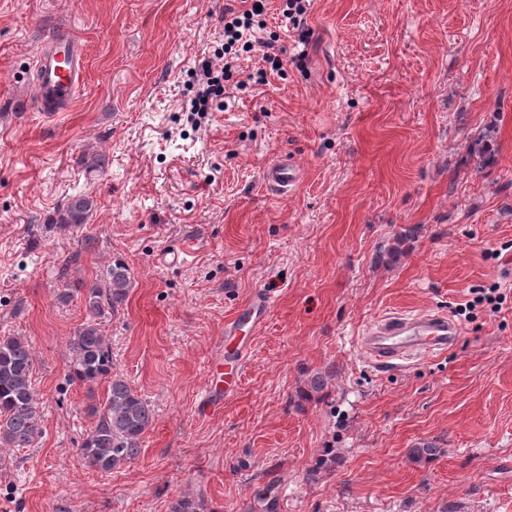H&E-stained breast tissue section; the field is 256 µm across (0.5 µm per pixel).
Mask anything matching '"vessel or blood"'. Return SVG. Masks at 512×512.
I'll return each mask as SVG.
<instances>
[{"label": "vessel or blood", "instance_id": "vessel-or-blood-1", "mask_svg": "<svg viewBox=\"0 0 512 512\" xmlns=\"http://www.w3.org/2000/svg\"><path fill=\"white\" fill-rule=\"evenodd\" d=\"M38 75L37 98L42 105L60 107L70 103L85 77V62L80 42L67 30H57L38 49L35 56ZM302 177L299 159L284 154L263 172L266 186L281 192L293 190ZM270 308L267 294H255L240 310L236 320L224 327L225 344L239 354L248 348L240 338L241 325L260 326ZM461 334L460 325L444 310H425L415 314L391 313L369 323L358 338L361 352L374 364L398 366L417 358L447 352ZM218 382L225 395H233L243 372L242 364L217 361Z\"/></svg>", "mask_w": 512, "mask_h": 512}]
</instances>
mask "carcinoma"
<instances>
[{
  "mask_svg": "<svg viewBox=\"0 0 512 512\" xmlns=\"http://www.w3.org/2000/svg\"><path fill=\"white\" fill-rule=\"evenodd\" d=\"M94 200L76 194L59 211L50 225L59 228L88 223ZM131 273L120 259L109 261L103 277L80 290L64 285L60 298L71 299L83 292L86 321L69 337L68 368L71 379L84 384L107 382L103 400L86 406L94 424L79 448L85 462L110 472L134 461L141 453L142 439L152 427L154 411L130 382L112 370V352L98 319L126 300ZM36 361L33 350L21 336L0 337V444L9 448H30L42 435L40 408L33 378ZM261 512H278L275 484L253 491Z\"/></svg>",
  "mask_w": 512,
  "mask_h": 512,
  "instance_id": "cac0c4a2",
  "label": "carcinoma"
}]
</instances>
